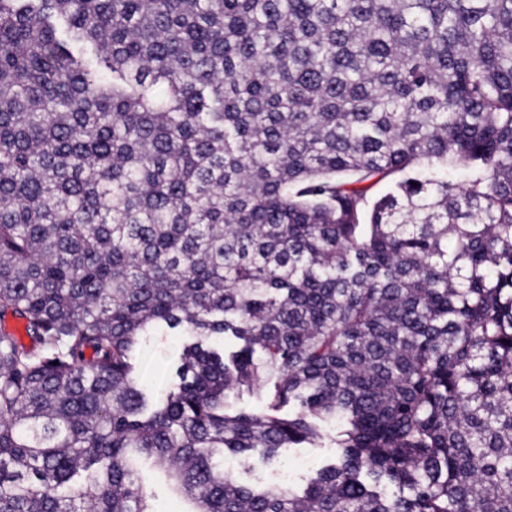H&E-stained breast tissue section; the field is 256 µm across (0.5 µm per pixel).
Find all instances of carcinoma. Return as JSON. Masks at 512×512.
I'll return each mask as SVG.
<instances>
[{
    "label": "carcinoma",
    "mask_w": 512,
    "mask_h": 512,
    "mask_svg": "<svg viewBox=\"0 0 512 512\" xmlns=\"http://www.w3.org/2000/svg\"><path fill=\"white\" fill-rule=\"evenodd\" d=\"M8 315L0 512H512V0H0ZM180 349L178 338H157L141 353L142 373L147 385L163 388L167 383L168 366ZM335 455L336 448H295L282 453L272 465H258L251 471H244L235 462L226 463L236 467L242 481L252 484L270 483L266 480L272 473L281 475L282 472L288 471V481H282L279 484L299 489L303 485L308 471L331 460ZM154 508L157 512H177L182 510L180 503L170 493L166 483L161 479H152Z\"/></svg>",
    "instance_id": "cac0c4a2"
}]
</instances>
